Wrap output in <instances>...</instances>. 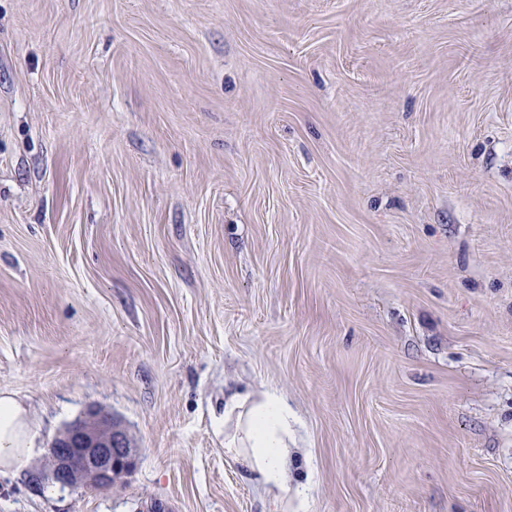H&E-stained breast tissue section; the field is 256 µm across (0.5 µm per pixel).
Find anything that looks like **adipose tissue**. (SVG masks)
<instances>
[{
  "label": "adipose tissue",
  "mask_w": 512,
  "mask_h": 512,
  "mask_svg": "<svg viewBox=\"0 0 512 512\" xmlns=\"http://www.w3.org/2000/svg\"><path fill=\"white\" fill-rule=\"evenodd\" d=\"M224 419V453L242 463L273 493L276 503L288 501V436L294 416L287 400L275 391L228 396ZM37 433L26 407L10 392L0 391V467H22L35 453Z\"/></svg>",
  "instance_id": "ef3b65f1"
}]
</instances>
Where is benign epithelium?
<instances>
[{"instance_id":"1","label":"benign epithelium","mask_w":512,"mask_h":512,"mask_svg":"<svg viewBox=\"0 0 512 512\" xmlns=\"http://www.w3.org/2000/svg\"><path fill=\"white\" fill-rule=\"evenodd\" d=\"M51 474L62 486L109 487L133 466L135 449L110 413L94 409L49 449Z\"/></svg>"}]
</instances>
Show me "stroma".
<instances>
[{
    "label": "stroma",
    "mask_w": 512,
    "mask_h": 512,
    "mask_svg": "<svg viewBox=\"0 0 512 512\" xmlns=\"http://www.w3.org/2000/svg\"><path fill=\"white\" fill-rule=\"evenodd\" d=\"M512 512V0H0V512ZM109 412L136 460L63 487ZM293 422L287 400L274 390L224 397V454L246 466L278 504H288ZM36 437L26 407L11 392L0 391V467L26 465L35 453ZM135 453L111 414L94 409L52 444L51 474L62 486L109 487L132 468Z\"/></svg>",
    "instance_id": "35a3bbf8"
}]
</instances>
